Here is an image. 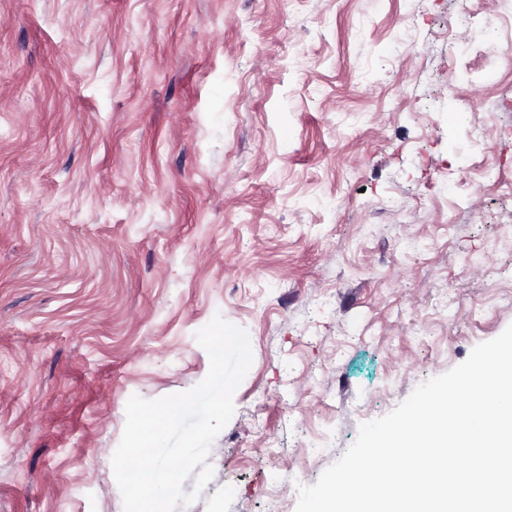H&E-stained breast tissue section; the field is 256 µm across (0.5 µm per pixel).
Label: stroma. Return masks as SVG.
Returning a JSON list of instances; mask_svg holds the SVG:
<instances>
[{"label":"stroma","mask_w":512,"mask_h":512,"mask_svg":"<svg viewBox=\"0 0 512 512\" xmlns=\"http://www.w3.org/2000/svg\"><path fill=\"white\" fill-rule=\"evenodd\" d=\"M482 9L0 0V512H124L126 403L199 384L214 316L253 360L184 512H296L512 324V22Z\"/></svg>","instance_id":"stroma-1"}]
</instances>
